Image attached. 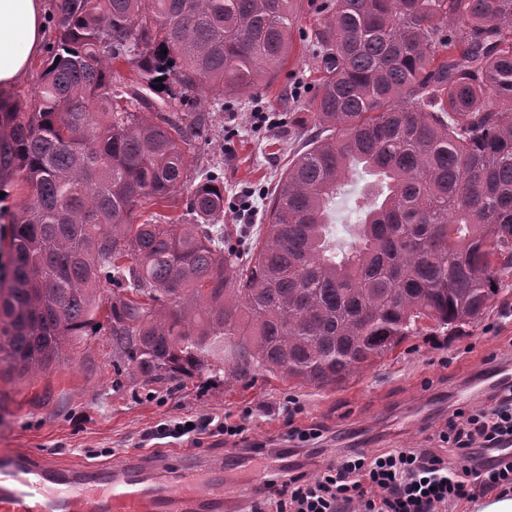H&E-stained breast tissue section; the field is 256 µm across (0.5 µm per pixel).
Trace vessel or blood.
<instances>
[{"label": "vessel or blood", "mask_w": 512, "mask_h": 512, "mask_svg": "<svg viewBox=\"0 0 512 512\" xmlns=\"http://www.w3.org/2000/svg\"><path fill=\"white\" fill-rule=\"evenodd\" d=\"M226 457L198 461L173 483L159 479L161 462L139 455L71 469L19 452L0 458V512H237L224 496Z\"/></svg>", "instance_id": "1"}]
</instances>
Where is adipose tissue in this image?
<instances>
[{
	"label": "adipose tissue",
	"mask_w": 512,
	"mask_h": 512,
	"mask_svg": "<svg viewBox=\"0 0 512 512\" xmlns=\"http://www.w3.org/2000/svg\"><path fill=\"white\" fill-rule=\"evenodd\" d=\"M47 0H0V96H7L41 54Z\"/></svg>",
	"instance_id": "adipose-tissue-1"
}]
</instances>
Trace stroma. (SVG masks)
Wrapping results in <instances>:
<instances>
[{
  "label": "stroma",
  "mask_w": 512,
  "mask_h": 512,
  "mask_svg": "<svg viewBox=\"0 0 512 512\" xmlns=\"http://www.w3.org/2000/svg\"><path fill=\"white\" fill-rule=\"evenodd\" d=\"M316 73L302 40H295L282 69L239 98L236 108L214 112V139L186 154L191 172L217 169L224 174L223 224L230 243L255 238L265 222V193L301 148L288 133V110L311 96ZM273 112L279 124L258 129L254 113ZM367 180L354 171L330 205L332 238L352 239L359 219L356 201ZM260 193L253 212L234 207L246 189ZM108 330L91 329L73 343L71 358L46 373L13 382L0 380V455L16 451L45 454L68 466L96 465L111 457L140 453L164 459L182 441L148 439L156 425L173 418L229 415L244 421V440L233 465L242 485L264 473L303 474L312 480L347 448H428L430 437L459 403L458 385L476 389L472 408L486 406L493 369L512 363V278L492 299L478 322L451 334L413 336L382 362L364 368L346 383L329 388L284 382L263 373L225 382L209 374L182 381L147 384L136 377L116 379ZM293 398L302 414L288 420L280 411ZM250 418H243V411ZM316 427V447L288 439L290 426Z\"/></svg>",
  "instance_id": "1"
}]
</instances>
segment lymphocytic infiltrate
<instances>
[{"label": "lymphocytic infiltrate", "instance_id": "obj_1", "mask_svg": "<svg viewBox=\"0 0 512 512\" xmlns=\"http://www.w3.org/2000/svg\"><path fill=\"white\" fill-rule=\"evenodd\" d=\"M488 407L455 409L438 429L439 443L463 451L481 447L496 457L481 469L462 466L430 448H392L374 453L352 448L337 455L314 480L274 476L269 492L247 512H448L474 499L477 491L512 493V385L496 388ZM214 431L235 437L243 425L211 416L200 421L174 419L157 427L162 437L197 442Z\"/></svg>", "mask_w": 512, "mask_h": 512}]
</instances>
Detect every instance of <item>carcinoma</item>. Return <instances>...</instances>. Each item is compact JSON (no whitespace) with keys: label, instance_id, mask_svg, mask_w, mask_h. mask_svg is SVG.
I'll return each mask as SVG.
<instances>
[{"label":"carcinoma","instance_id":"obj_1","mask_svg":"<svg viewBox=\"0 0 512 512\" xmlns=\"http://www.w3.org/2000/svg\"><path fill=\"white\" fill-rule=\"evenodd\" d=\"M308 5L320 77L288 128L319 133L242 256L223 176L188 178L185 149L213 139L204 106L281 67L301 0H57L39 80L0 97L1 379L59 366L105 324L117 373L145 383L338 386L482 318L512 269V0ZM358 166L378 180L338 252L329 203ZM182 194L184 222H137Z\"/></svg>","mask_w":512,"mask_h":512}]
</instances>
